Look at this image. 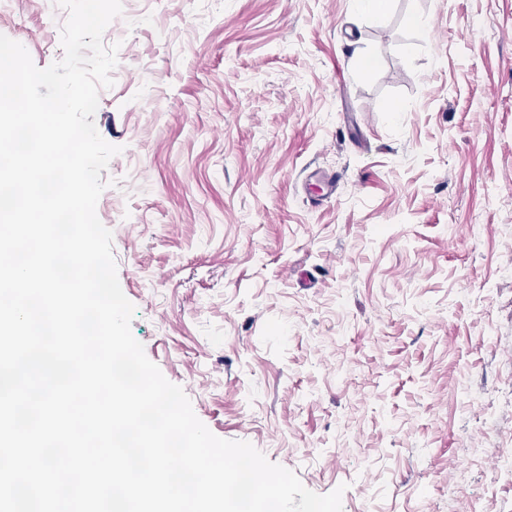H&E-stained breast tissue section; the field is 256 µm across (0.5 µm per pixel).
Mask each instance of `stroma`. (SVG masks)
<instances>
[{
    "label": "stroma",
    "mask_w": 512,
    "mask_h": 512,
    "mask_svg": "<svg viewBox=\"0 0 512 512\" xmlns=\"http://www.w3.org/2000/svg\"><path fill=\"white\" fill-rule=\"evenodd\" d=\"M122 4L96 212L146 356L343 512H512V0Z\"/></svg>",
    "instance_id": "stroma-1"
}]
</instances>
